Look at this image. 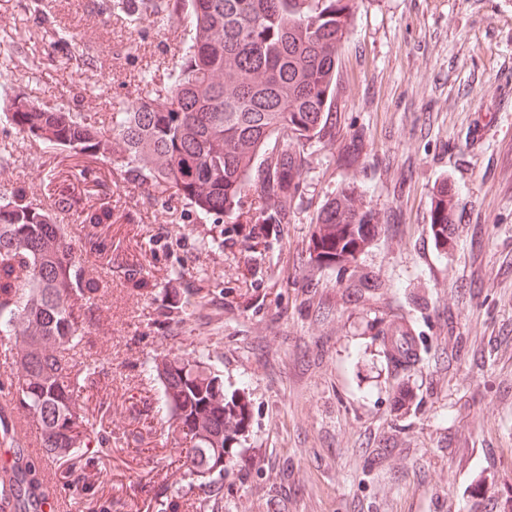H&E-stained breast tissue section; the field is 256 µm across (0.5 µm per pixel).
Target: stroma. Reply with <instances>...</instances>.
Instances as JSON below:
<instances>
[{
  "mask_svg": "<svg viewBox=\"0 0 512 512\" xmlns=\"http://www.w3.org/2000/svg\"><path fill=\"white\" fill-rule=\"evenodd\" d=\"M24 2L0 0V57L15 37L39 49L13 93L101 120L139 97L142 75L164 86L185 34L173 12L131 28L89 0H53L43 24ZM352 14L333 136L308 150L284 224L260 223L251 194L199 221L189 201L45 152L0 115L14 157L0 186L45 203L46 172L71 173L66 228L110 283L81 347L100 370L81 389L98 455L52 469L83 486L75 512H157L182 457L145 371L160 353L207 354L225 390L250 395L219 512H512V0H354ZM53 26L82 38L94 73L62 65ZM354 134L360 158L341 166ZM352 183L379 233L356 271L318 267L317 213ZM443 185L444 247L431 227ZM402 326L421 359L397 373L373 337Z\"/></svg>",
  "mask_w": 512,
  "mask_h": 512,
  "instance_id": "35a3bbf8",
  "label": "stroma"
}]
</instances>
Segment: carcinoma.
Segmentation results:
<instances>
[{"instance_id": "cac0c4a2", "label": "carcinoma", "mask_w": 512, "mask_h": 512, "mask_svg": "<svg viewBox=\"0 0 512 512\" xmlns=\"http://www.w3.org/2000/svg\"><path fill=\"white\" fill-rule=\"evenodd\" d=\"M185 9L187 37L181 63L165 93L146 91L98 126L78 112H54L26 96L0 97L19 131L43 146L109 155L112 165L140 182L181 196L199 214L231 212L242 195L257 194L262 223H288L313 140L332 135L338 50L351 21L352 0H175ZM111 13L151 23L155 0H110ZM64 64L81 52L82 39L65 34ZM67 178L54 206L70 208ZM432 225L448 245V188L433 201ZM52 209L17 190L0 195V337L7 338L16 379L10 394L35 423L44 460L85 461L94 430L87 427L77 384L93 383L97 366L75 363L90 324L102 315L95 298L106 287L73 252ZM378 221L356 185L321 206L310 256L319 267L350 268L372 242ZM390 367L415 363L394 343L381 342ZM146 371L161 387L171 424L189 444L177 468L181 480L216 498L230 472L233 449L249 432L251 401L224 390L208 356L159 355ZM41 464L28 461L21 500L43 491Z\"/></svg>"}]
</instances>
